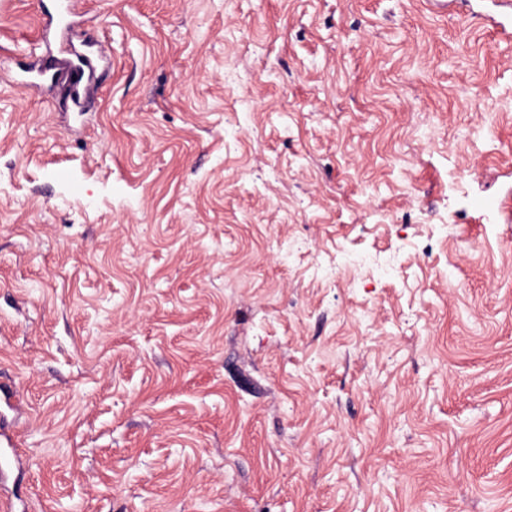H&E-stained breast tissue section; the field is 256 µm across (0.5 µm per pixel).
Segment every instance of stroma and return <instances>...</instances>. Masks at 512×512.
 Here are the masks:
<instances>
[{
	"label": "stroma",
	"instance_id": "35a3bbf8",
	"mask_svg": "<svg viewBox=\"0 0 512 512\" xmlns=\"http://www.w3.org/2000/svg\"><path fill=\"white\" fill-rule=\"evenodd\" d=\"M0 0L16 512H512L491 0ZM102 45L99 91L20 85Z\"/></svg>",
	"mask_w": 512,
	"mask_h": 512
}]
</instances>
